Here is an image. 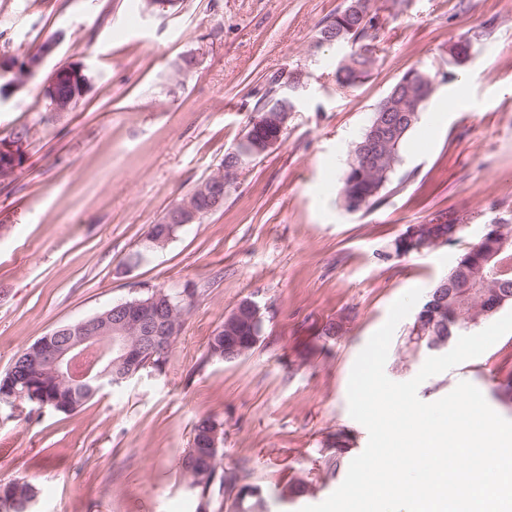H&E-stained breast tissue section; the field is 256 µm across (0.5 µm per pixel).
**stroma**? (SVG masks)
I'll use <instances>...</instances> for the list:
<instances>
[{"instance_id":"35a3bbf8","label":"stroma","mask_w":512,"mask_h":512,"mask_svg":"<svg viewBox=\"0 0 512 512\" xmlns=\"http://www.w3.org/2000/svg\"><path fill=\"white\" fill-rule=\"evenodd\" d=\"M345 0H177L145 13L140 0H0V54L17 58L54 37L36 77L0 96V140L30 137L0 182V376L55 328L151 288L195 289L163 372L104 388L76 411L0 422V484L41 489L39 512H196L178 462L206 415L224 423L226 471L260 485L269 512H300L343 482L368 442L351 418L353 364L405 292H429L492 218L512 216V0H372L382 20L367 77L342 89L350 45H318ZM470 39L472 59L439 82L400 149L380 203L347 211L338 190L347 152L376 103L413 67L443 68ZM194 54L199 63L183 73ZM90 76L69 112L46 109L42 85L61 63ZM307 72L283 141L229 181L224 206L135 259L151 225L213 175L246 131L267 79ZM448 216L455 244L387 263L379 252L412 224ZM266 308L265 341L232 362L207 343L243 299ZM348 318L343 336L321 338ZM395 328L385 373L412 379L426 357L401 354ZM475 385L512 420L499 389L512 383V333L418 388L436 401ZM351 439L337 471L335 436ZM314 493L284 502L281 482Z\"/></svg>"}]
</instances>
